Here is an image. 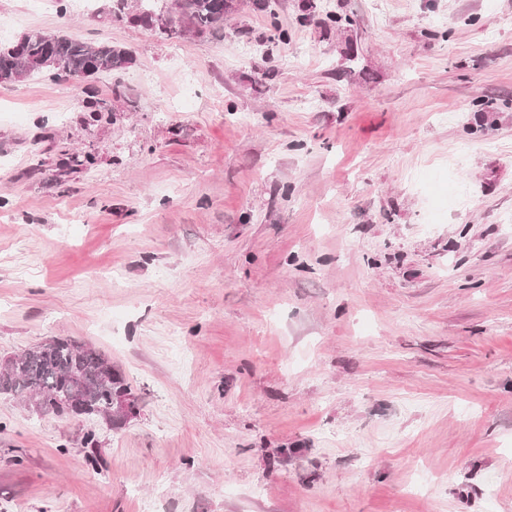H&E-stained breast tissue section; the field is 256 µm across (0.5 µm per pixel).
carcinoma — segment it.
Listing matches in <instances>:
<instances>
[{
    "label": "carcinoma",
    "mask_w": 512,
    "mask_h": 512,
    "mask_svg": "<svg viewBox=\"0 0 512 512\" xmlns=\"http://www.w3.org/2000/svg\"><path fill=\"white\" fill-rule=\"evenodd\" d=\"M173 7L163 15L153 10L150 0H138L141 25L166 19L165 34L181 38L191 33L204 39L224 31V19L232 12L233 0H171ZM17 49L0 45V84L21 79L30 69L58 79L80 78L95 71L112 72L128 67L130 51L110 43L89 44L64 35L30 31ZM19 396L32 412L70 418L103 419L112 413V401L135 395L125 376L112 367L99 351L70 338L56 337L8 356L0 364V394ZM90 448L87 460L92 469L102 461L94 433L83 437Z\"/></svg>",
    "instance_id": "obj_1"
}]
</instances>
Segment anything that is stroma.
Here are the masks:
<instances>
[{
	"label": "stroma",
	"mask_w": 512,
	"mask_h": 512,
	"mask_svg": "<svg viewBox=\"0 0 512 512\" xmlns=\"http://www.w3.org/2000/svg\"><path fill=\"white\" fill-rule=\"evenodd\" d=\"M115 2L0 0L133 53L0 84V357L90 345L139 413L0 394V512H512V0ZM137 1L141 25L151 27V22L157 23L166 18L164 33L175 38L191 33L204 39L224 32V19L234 8V0H171L172 10H168L165 16L164 13H156L148 3L154 0Z\"/></svg>",
	"instance_id": "1"
}]
</instances>
